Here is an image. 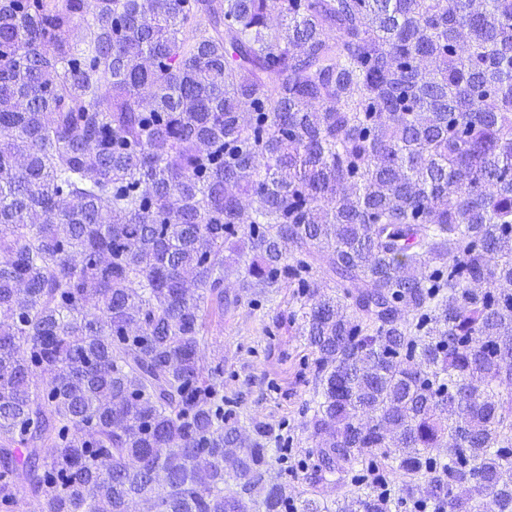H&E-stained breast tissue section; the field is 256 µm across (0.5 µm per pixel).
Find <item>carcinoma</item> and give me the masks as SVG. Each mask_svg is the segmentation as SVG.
Instances as JSON below:
<instances>
[{
	"label": "carcinoma",
	"instance_id": "1",
	"mask_svg": "<svg viewBox=\"0 0 512 512\" xmlns=\"http://www.w3.org/2000/svg\"><path fill=\"white\" fill-rule=\"evenodd\" d=\"M239 238L336 512H512V0H0V512H286L199 365Z\"/></svg>",
	"mask_w": 512,
	"mask_h": 512
}]
</instances>
